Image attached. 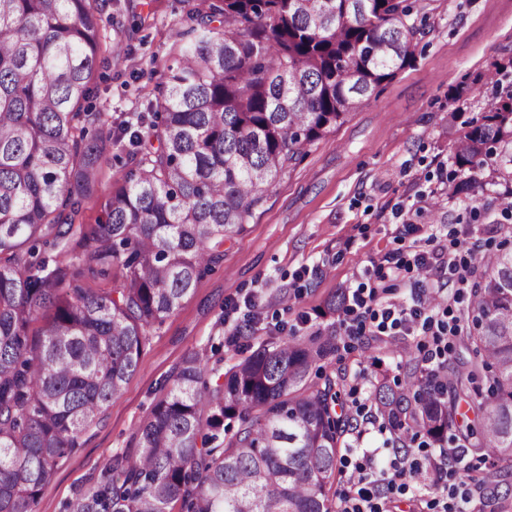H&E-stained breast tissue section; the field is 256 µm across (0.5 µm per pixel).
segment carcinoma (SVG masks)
Instances as JSON below:
<instances>
[{"mask_svg":"<svg viewBox=\"0 0 512 512\" xmlns=\"http://www.w3.org/2000/svg\"><path fill=\"white\" fill-rule=\"evenodd\" d=\"M104 0H0V512H36L41 487L139 367L147 329L174 313L224 239L304 148L411 63L425 0H199L155 101L139 162L69 263L107 292L72 288L39 245H61L96 189L101 156L131 125L89 134L91 84L111 38ZM450 199L512 186V92L454 142ZM465 346L476 359L414 369L370 400L397 435L481 457L484 484L512 473V250L474 269ZM53 310L39 338L28 336ZM327 332L246 347L229 368L192 350L71 512H335L345 376L322 371ZM474 418L466 424L462 406ZM236 432L225 438L231 423Z\"/></svg>","mask_w":512,"mask_h":512,"instance_id":"cac0c4a2","label":"carcinoma"}]
</instances>
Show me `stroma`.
Masks as SVG:
<instances>
[{
  "mask_svg": "<svg viewBox=\"0 0 512 512\" xmlns=\"http://www.w3.org/2000/svg\"><path fill=\"white\" fill-rule=\"evenodd\" d=\"M186 0H106V27L114 51L99 65L95 111L102 122L135 120L154 100L172 62L175 33L185 25ZM413 63L379 86L324 139L309 145L266 193L245 231L225 240L212 265L181 307L149 330L137 372L104 407L99 421L40 490L37 512H69L93 490L108 460L137 449V428L165 393V384L190 350L236 363L244 344L280 341L292 328L325 327L319 310L338 288L401 248L397 229L409 219L412 237L431 247L429 208L440 201L441 229L456 230L463 249L512 246L491 198L467 204L434 198L438 175H450V147L462 127L450 112L481 119L512 88V0H431ZM133 165L112 149L99 161V183L82 204L81 222L101 220L111 191ZM260 319L248 342L233 333L248 309ZM395 354L368 352L366 337L339 345L326 371L345 370L348 399L368 402L371 377L400 380V364L423 361L421 339L402 335ZM381 420L346 435L354 455H392Z\"/></svg>",
  "mask_w": 512,
  "mask_h": 512,
  "instance_id": "1",
  "label": "stroma"
}]
</instances>
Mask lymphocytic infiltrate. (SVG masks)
Listing matches in <instances>:
<instances>
[{
	"label": "lymphocytic infiltrate",
	"mask_w": 512,
	"mask_h": 512,
	"mask_svg": "<svg viewBox=\"0 0 512 512\" xmlns=\"http://www.w3.org/2000/svg\"><path fill=\"white\" fill-rule=\"evenodd\" d=\"M461 242L455 231H448L445 242L430 250L407 247L389 256L388 267L364 274L347 298L341 320L350 336H392L401 332L430 337L429 359H441L448 353L461 322L451 305L452 297H463L473 283L467 272L471 261L462 255ZM422 276L427 288L411 301L389 300L387 293L398 281ZM447 277L457 285L454 295L434 287L438 277ZM348 480L340 493L339 512H386L388 499L395 494L424 485L425 467L420 458L410 462L395 459L389 468L372 471L364 461L344 459ZM444 495L427 502L428 512H464L478 490V480L455 472L437 474Z\"/></svg>",
	"instance_id": "1"
}]
</instances>
